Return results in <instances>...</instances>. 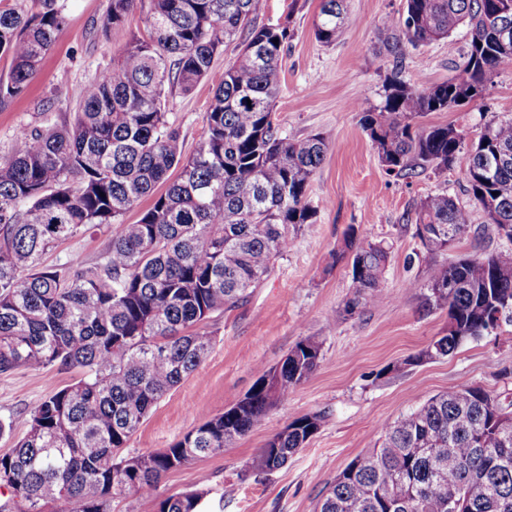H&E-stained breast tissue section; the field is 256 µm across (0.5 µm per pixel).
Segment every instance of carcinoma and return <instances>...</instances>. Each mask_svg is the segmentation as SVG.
Masks as SVG:
<instances>
[{"instance_id": "carcinoma-1", "label": "carcinoma", "mask_w": 512, "mask_h": 512, "mask_svg": "<svg viewBox=\"0 0 512 512\" xmlns=\"http://www.w3.org/2000/svg\"><path fill=\"white\" fill-rule=\"evenodd\" d=\"M136 0H110L118 26ZM147 37L133 36L84 89L73 122L20 129L0 160V373L36 365L79 368L83 376L31 411L25 436L0 454V512H111L112 498L134 493L157 512H199L204 492L163 495L162 477L224 451L288 400L317 368L321 344L299 341L275 367L257 369L251 389L229 409L156 452L121 454L161 398L197 370L211 347L198 331L213 312L247 301L294 234L317 214L308 183L327 151L319 135L284 134L274 116L288 24L257 25L260 0H147ZM27 14L0 3V104L18 97L61 31L59 0ZM346 0H321L315 38L336 41ZM467 25L471 40L460 77L419 90L388 77L381 106H356L384 172L444 171L464 147L451 124L423 126L481 95L491 75L512 69V0H406L387 51L448 37ZM240 40L236 60L213 68ZM278 44H273V41ZM212 82L204 135L185 154L166 112V85L184 93ZM176 178H171L172 173ZM472 207L512 242V118L484 124L463 173ZM164 192L156 193L159 185ZM134 224L123 217L143 198ZM113 229L99 262L43 265L63 242ZM471 207L446 193L420 202L416 236L429 254L469 233ZM354 292L336 317L357 312L388 263L381 244L350 228ZM425 305L448 310V333L404 360L414 366L453 354L465 341L512 325V252L464 256L433 269ZM512 400L479 387H452L382 424L380 444L337 476L319 512H512ZM323 420L294 419L253 460L267 473L284 467Z\"/></svg>"}]
</instances>
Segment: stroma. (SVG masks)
Wrapping results in <instances>:
<instances>
[{"mask_svg": "<svg viewBox=\"0 0 512 512\" xmlns=\"http://www.w3.org/2000/svg\"><path fill=\"white\" fill-rule=\"evenodd\" d=\"M66 22L24 94L0 106V157L17 131L71 122L72 108L96 72L109 63L131 35H146L147 7L138 0L123 26H107L109 0H64ZM321 0H262L257 24L289 21L295 35L280 61L282 87L274 110L283 130L296 137L322 134L325 159L312 176L308 198L318 208L302 225L292 248L247 302L212 314L202 325L212 346L198 370L175 386L141 424L128 453L159 451L242 399L257 367L277 365L297 342L321 345L316 371L276 404L246 436L163 476L164 494L205 490L203 512H316L337 474L358 454L373 448L380 426L411 412L448 388L478 386L512 394V333L464 342L450 356L403 367L404 359L445 335L448 314L424 305L432 268L457 254L512 251L493 228L465 237L457 250L431 255L416 235L415 210L441 191L467 202L462 174L467 152L441 173L412 178L386 175L377 151L360 125L354 104L381 105L393 62L386 44L390 19L405 0H348L349 19L332 45L318 42L313 20ZM470 41L468 27L450 37L406 47L401 77L427 88L462 73ZM213 97L210 81L190 93L167 92L169 118L179 126L186 150L204 133V114ZM512 117V69L492 75L482 96L450 112L423 116L427 125L452 124L467 141L483 125ZM360 239L388 248L390 261L379 287L351 317L337 318L351 293L350 260L339 251L349 229ZM112 237L101 227L59 245L45 265L96 263ZM78 369L22 366L0 373V418L11 434L0 436V454L28 428L30 413L54 390L79 377ZM320 413L324 419L305 447L281 469H250L267 439L293 419Z\"/></svg>", "mask_w": 512, "mask_h": 512, "instance_id": "1", "label": "stroma"}]
</instances>
